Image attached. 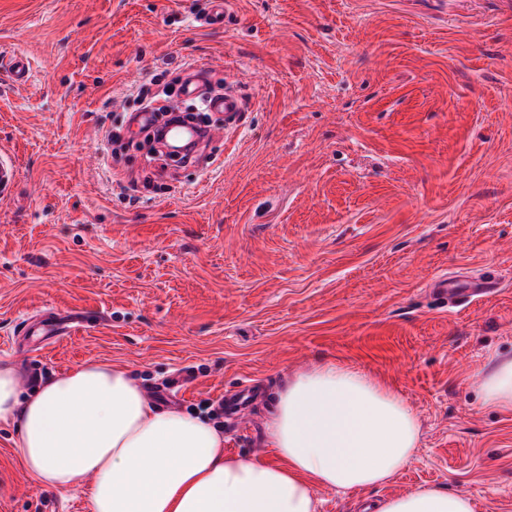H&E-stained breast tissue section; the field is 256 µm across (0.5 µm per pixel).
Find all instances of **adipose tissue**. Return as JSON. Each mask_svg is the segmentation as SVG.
<instances>
[{"label": "adipose tissue", "mask_w": 512, "mask_h": 512, "mask_svg": "<svg viewBox=\"0 0 512 512\" xmlns=\"http://www.w3.org/2000/svg\"><path fill=\"white\" fill-rule=\"evenodd\" d=\"M485 404L512 408V359L483 381ZM15 427L26 474L66 490L85 474L91 512H317L316 488L356 491L387 482L411 459L420 424L401 395L360 371L321 362L278 392L268 424L278 461L225 454L199 416L148 404L122 367L87 362L20 399L0 365V423ZM380 512H473L433 487L389 498Z\"/></svg>", "instance_id": "obj_1"}]
</instances>
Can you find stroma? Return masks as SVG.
Returning a JSON list of instances; mask_svg holds the SVG:
<instances>
[{
  "instance_id": "35a3bbf8",
  "label": "stroma",
  "mask_w": 512,
  "mask_h": 512,
  "mask_svg": "<svg viewBox=\"0 0 512 512\" xmlns=\"http://www.w3.org/2000/svg\"><path fill=\"white\" fill-rule=\"evenodd\" d=\"M0 0V362L20 397L88 361L129 369L147 402L198 413L226 454L274 461L267 423L288 377L327 360L397 391L421 427L408 464L319 512H375L434 486L475 512H512V409L485 405L493 358L512 357V0ZM205 68L250 107L170 166L154 199L128 139L130 86ZM495 275L496 291L442 302L432 284ZM88 326L47 347L23 336L45 309ZM189 382L166 389L182 372ZM252 383L243 423L212 400ZM165 387L157 397V387ZM0 424V512H90L93 475L66 491L26 476Z\"/></svg>"
}]
</instances>
